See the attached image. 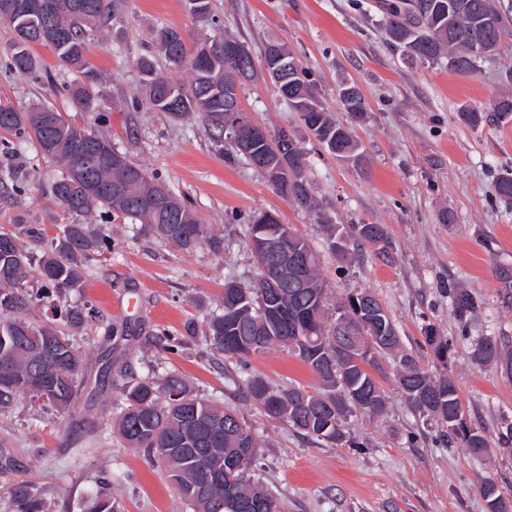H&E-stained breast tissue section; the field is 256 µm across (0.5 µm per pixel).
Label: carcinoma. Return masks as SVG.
<instances>
[{"instance_id":"1","label":"carcinoma","mask_w":512,"mask_h":512,"mask_svg":"<svg viewBox=\"0 0 512 512\" xmlns=\"http://www.w3.org/2000/svg\"><path fill=\"white\" fill-rule=\"evenodd\" d=\"M42 9L15 11L14 0H0V19L12 33L10 69L18 75L36 76L39 61L33 46H48L58 66L78 77L65 85L79 112L99 109L101 77L88 59L94 34L108 27L112 0H40ZM382 25L389 42L400 48L410 62L430 63L448 56V69L470 75L479 60L504 48L503 38L512 27V5L496 0H382ZM198 26L213 22L211 0L191 6ZM155 42L170 71L187 72L185 84L160 74L151 56L137 61L139 80L146 91L147 107L179 121L202 114L226 147L238 155L234 135L250 124L240 107L227 109L224 99L238 96L234 74L252 77L255 62L249 52L226 55L240 44L232 36L197 39L188 48L185 36L174 28L155 34ZM280 53L265 49L263 65L270 73L282 60L296 57L281 43ZM278 94L292 103L310 134L331 155L349 158L358 145L347 126L336 123L321 106L309 73L302 67L294 84ZM346 112L356 118L366 112L357 92L340 89ZM512 115V99L503 98L489 108L468 107L461 120L472 128L484 125L488 113ZM22 142L37 144V154L54 161L59 174L49 194L71 216L60 234L45 245L42 224L16 220L14 229L0 227V419L11 413L19 396L43 399L63 415L71 406L83 368L84 355L55 321L28 322L18 314L33 299L62 295L82 287L100 257L112 252L108 223L112 217L134 220L156 239L183 251L204 244L215 253L224 239L200 223L197 216L166 186L127 154L122 165L101 161L118 153L105 137L93 133L44 106L25 111L0 103V161L9 166ZM256 169L267 175L276 192L300 206L320 213L312 196L307 159L293 136L285 130L266 132L253 141ZM498 196L512 199V170L496 181ZM327 225L329 250L342 260L356 248L371 243L379 254L393 261V246L383 224H357L350 232ZM252 254L263 265L256 282L243 288L224 286L221 310L206 323L205 338L212 348L244 360L280 344L319 378L322 388L310 393L301 388L275 389L259 378H248L246 397L266 413L289 423L303 436L336 446L354 440L346 424L362 414L378 417L385 411V395L378 376L390 365L407 404L440 425L448 442L457 441L475 457L490 447L484 430L469 424L454 379L448 374V339L427 324L423 339L437 363L434 373L401 345L397 329L379 299L368 291L349 293L336 301L337 318L329 321L330 300L318 274L319 257L309 242L269 212L252 217ZM38 269L40 291L34 295L27 279ZM458 320L465 323L477 307L466 288L448 289ZM90 308L60 313L70 327L93 317ZM471 359L477 366L494 364L512 379V346L492 336L474 342ZM113 429L128 448L142 449L161 459L168 479L190 512H227L224 503L235 497L242 502L266 499L271 512H279L275 497L251 480L253 460L236 467L229 462L240 456L242 445L258 447L251 429L232 408L217 406L193 394L175 373L153 380L146 378L124 386ZM480 492L492 512H512V501L490 477ZM10 512H43V490L32 481L19 482L8 490Z\"/></svg>"}]
</instances>
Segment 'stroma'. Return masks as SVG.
<instances>
[{
    "label": "stroma",
    "instance_id": "obj_1",
    "mask_svg": "<svg viewBox=\"0 0 512 512\" xmlns=\"http://www.w3.org/2000/svg\"><path fill=\"white\" fill-rule=\"evenodd\" d=\"M213 6L224 33L244 42L254 58L269 41L285 42L310 72L324 107L352 128L360 156L340 160L315 141L268 78L239 93L252 122L273 133L288 131L306 152L320 212L344 229L386 225L396 260L383 262L369 247L357 261H338L315 213L276 194L244 159L222 153L203 119L176 121L146 109L136 58L156 53L154 34L163 26L194 41L188 0H114V19L88 53L103 76L96 114L75 110L62 89L75 75L59 69L47 47L34 48L41 60L37 77L9 71L12 34L0 20V101L21 110L50 105L106 135L224 238L221 252L204 245L184 252L152 238L142 225L113 218L111 253L64 298L94 310V320L73 337L86 353L84 374L96 373V347L111 336L112 383L92 400L78 391L65 416L46 402L19 398L4 424L12 463L0 468V492L30 480L44 488L47 512H83L102 489L117 512H186L162 463H149L118 436L97 437L109 426L124 383L176 372L199 396L235 408L251 427L259 441L252 475L276 495L279 512H487L479 483L491 475L512 493V451L494 444L475 458L446 447L436 424L412 412L390 378L382 382L386 414L349 423L356 447L311 441L240 389L243 380L257 377L275 387L319 390L309 368L278 345L243 362L228 358L212 350L203 333L225 284L257 278L247 225L253 213L270 211L313 245L331 296L375 293L406 348L423 362L431 360L425 325L447 336L449 373L470 423L492 437L501 423L512 422V379L497 366L471 361L477 337L512 342V300L494 274L495 266L512 267V202L494 192L498 175L512 168V116L477 130L458 118L462 107L512 98V34L501 53L464 76L451 72L444 58L405 63L401 50L387 43L373 0H213ZM345 84L358 86L366 99L362 119L343 110L338 90ZM35 154L27 142L13 159L31 188L0 198V226L11 227L21 215L53 238L69 216L45 192L55 165L44 161L30 169ZM446 210L453 223L440 222ZM452 286L478 300L468 323L451 309ZM190 327L196 339L170 352L155 349L154 337H185Z\"/></svg>",
    "mask_w": 512,
    "mask_h": 512
}]
</instances>
